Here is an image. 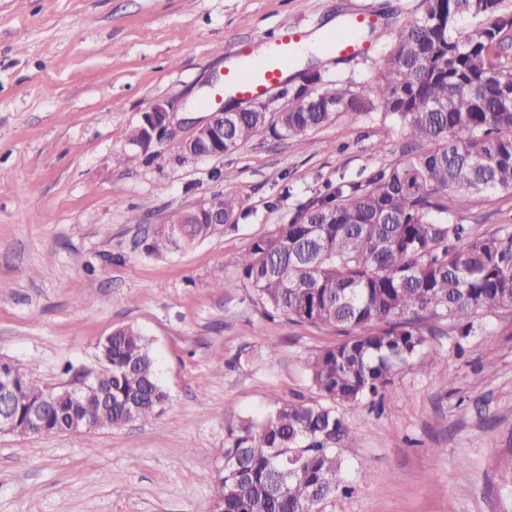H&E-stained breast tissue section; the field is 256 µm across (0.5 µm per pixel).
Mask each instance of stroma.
<instances>
[{
	"instance_id": "obj_1",
	"label": "stroma",
	"mask_w": 512,
	"mask_h": 512,
	"mask_svg": "<svg viewBox=\"0 0 512 512\" xmlns=\"http://www.w3.org/2000/svg\"><path fill=\"white\" fill-rule=\"evenodd\" d=\"M417 2L0 0V359L61 387L99 369L98 341L131 325L168 394L146 423L0 436V512H211L225 419L319 401L307 362L340 333L268 318L237 261L326 185L395 163L406 137L362 113L302 144L263 132L218 159L180 161L181 145L242 46L373 16L368 53L293 61L279 88L305 71L361 84ZM157 102L172 103L174 131L130 161L128 133ZM224 189L243 203L238 223L189 249L145 250L153 225ZM462 219L512 232V195L478 197ZM342 414L353 433L336 453L354 492L336 512H512V313L475 317L468 336L443 320L424 367Z\"/></svg>"
}]
</instances>
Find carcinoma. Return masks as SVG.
Instances as JSON below:
<instances>
[{
  "mask_svg": "<svg viewBox=\"0 0 512 512\" xmlns=\"http://www.w3.org/2000/svg\"><path fill=\"white\" fill-rule=\"evenodd\" d=\"M503 0H419L395 32L379 73L352 87L313 78L282 97L276 112H237L224 126V152L268 131L305 142L329 121L373 112L414 144L362 182L328 185L290 221L256 239L238 265L265 314L338 328L344 339L308 362L321 403L282 399L261 419L225 421L219 480L223 512H324L353 493L336 455L351 434L339 408L390 392L396 372L424 365L428 337L445 318L470 335L472 318L512 311V233H477L458 218L487 193L512 194V67L493 60L512 32ZM474 22L457 28L461 17ZM241 200L224 192V223ZM181 212L155 225L146 249L161 254L213 235L217 224H182ZM112 370L94 375L82 413L119 427L159 417L168 395L151 342L131 325L98 343ZM25 416L49 388L8 362Z\"/></svg>",
  "mask_w": 512,
  "mask_h": 512,
  "instance_id": "cac0c4a2",
  "label": "carcinoma"
}]
</instances>
